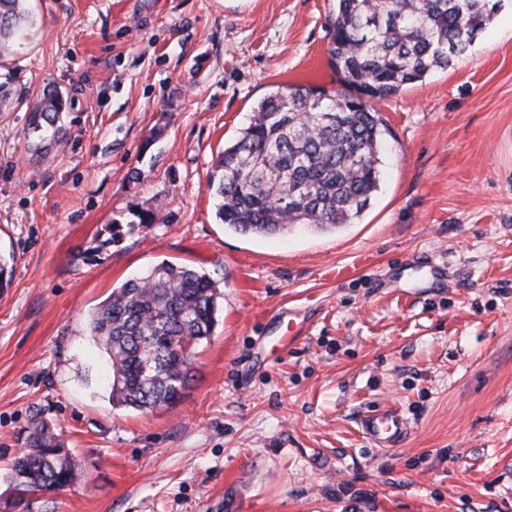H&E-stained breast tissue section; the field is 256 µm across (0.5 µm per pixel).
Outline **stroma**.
<instances>
[{"label": "stroma", "mask_w": 512, "mask_h": 512, "mask_svg": "<svg viewBox=\"0 0 512 512\" xmlns=\"http://www.w3.org/2000/svg\"><path fill=\"white\" fill-rule=\"evenodd\" d=\"M26 7L0 54V512H512V0L376 101L356 223L265 237L224 227L209 183L269 91L340 88L333 0ZM48 87L67 108L44 133ZM163 262L216 282L214 333L175 405L113 406L84 320ZM391 405L410 435L372 448L358 420ZM37 416L80 477L23 495ZM65 108L66 100L61 93L55 88L47 89L30 109L31 124L35 130L47 129L54 125L56 116L64 112Z\"/></svg>", "instance_id": "1"}]
</instances>
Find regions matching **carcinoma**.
I'll list each match as a JSON object with an SVG mask.
<instances>
[{
	"label": "carcinoma",
	"instance_id": "obj_1",
	"mask_svg": "<svg viewBox=\"0 0 512 512\" xmlns=\"http://www.w3.org/2000/svg\"><path fill=\"white\" fill-rule=\"evenodd\" d=\"M26 0H0V48L28 19ZM500 0H336L331 62L349 92L288 84L262 98L224 148L215 189L218 216L241 234L353 224L379 188L382 120L372 105L446 69L493 22ZM66 108L47 89L31 124L54 125ZM216 284L194 267L163 262L93 309L86 331L107 356L112 404L142 412L178 401L192 379L193 349L213 333ZM80 472L50 425L33 421L14 457L18 490H59Z\"/></svg>",
	"mask_w": 512,
	"mask_h": 512
}]
</instances>
